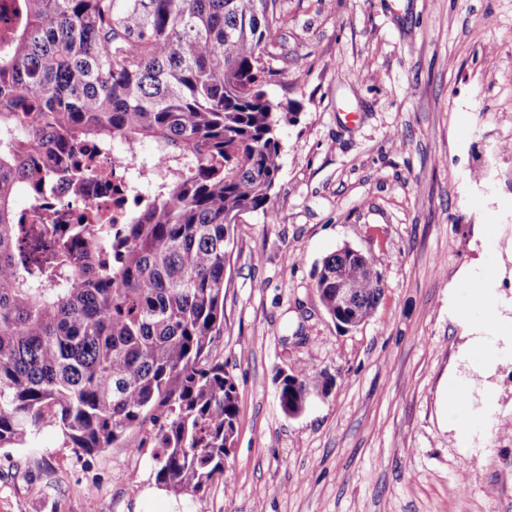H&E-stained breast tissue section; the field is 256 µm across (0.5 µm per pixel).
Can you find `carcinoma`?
I'll list each match as a JSON object with an SVG mask.
<instances>
[{"instance_id":"1","label":"carcinoma","mask_w":512,"mask_h":512,"mask_svg":"<svg viewBox=\"0 0 512 512\" xmlns=\"http://www.w3.org/2000/svg\"><path fill=\"white\" fill-rule=\"evenodd\" d=\"M0 53V445L58 427L63 445L110 448L151 420L157 479L197 493L224 476L237 386L212 357L224 330L231 226L277 214L281 123L269 95L276 0H17ZM150 142L167 171L125 224L17 223L14 198L93 152ZM358 324L383 296L371 261L338 250ZM283 411L332 378L276 376Z\"/></svg>"}]
</instances>
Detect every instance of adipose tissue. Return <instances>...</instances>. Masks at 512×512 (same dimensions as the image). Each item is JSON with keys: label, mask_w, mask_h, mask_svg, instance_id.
Returning a JSON list of instances; mask_svg holds the SVG:
<instances>
[{"label": "adipose tissue", "mask_w": 512, "mask_h": 512, "mask_svg": "<svg viewBox=\"0 0 512 512\" xmlns=\"http://www.w3.org/2000/svg\"><path fill=\"white\" fill-rule=\"evenodd\" d=\"M460 279L465 285L466 298L456 303L455 314L465 320L476 315L481 318L480 333L465 342L462 361L468 372L485 379L491 374L490 366L505 318L486 292L484 282L475 280L468 272L462 273ZM445 404L448 429L455 431L457 437H464L473 424L474 416L468 390L458 374H450L447 379Z\"/></svg>", "instance_id": "adipose-tissue-1"}]
</instances>
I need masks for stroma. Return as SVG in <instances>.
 I'll return each mask as SVG.
<instances>
[{"mask_svg": "<svg viewBox=\"0 0 512 512\" xmlns=\"http://www.w3.org/2000/svg\"><path fill=\"white\" fill-rule=\"evenodd\" d=\"M271 94L275 223L246 213L224 274L212 355L238 391L224 477L181 512H512V351L493 395L470 387L472 442L443 421V385L477 321L458 273L491 275L512 312V0H277ZM355 113L347 121L346 113ZM494 233H486V225ZM351 247L374 261L375 317L342 330L314 273ZM328 374L296 417L277 371ZM146 429L92 454L44 427L0 447V512H161Z\"/></svg>", "mask_w": 512, "mask_h": 512, "instance_id": "1", "label": "stroma"}]
</instances>
